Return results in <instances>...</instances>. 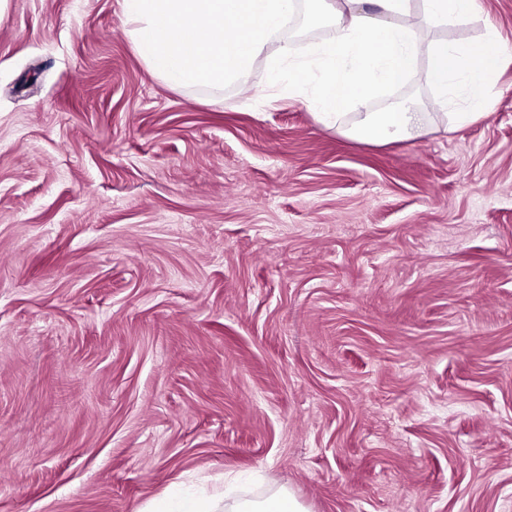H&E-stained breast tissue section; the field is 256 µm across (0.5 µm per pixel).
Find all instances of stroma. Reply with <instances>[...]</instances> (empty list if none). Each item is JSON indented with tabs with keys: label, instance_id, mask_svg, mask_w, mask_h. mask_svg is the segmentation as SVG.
Masks as SVG:
<instances>
[{
	"label": "stroma",
	"instance_id": "1",
	"mask_svg": "<svg viewBox=\"0 0 512 512\" xmlns=\"http://www.w3.org/2000/svg\"><path fill=\"white\" fill-rule=\"evenodd\" d=\"M485 120L361 144L175 87L122 0L0 12V512L174 490L512 512V0Z\"/></svg>",
	"mask_w": 512,
	"mask_h": 512
}]
</instances>
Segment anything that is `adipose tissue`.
<instances>
[{"mask_svg":"<svg viewBox=\"0 0 512 512\" xmlns=\"http://www.w3.org/2000/svg\"><path fill=\"white\" fill-rule=\"evenodd\" d=\"M135 51L174 86L220 87L245 80L266 56L265 97L311 91L314 117L359 143L387 145L431 133L435 115L406 100L369 111L384 90L416 72L447 108L452 128L490 113L491 80L503 64L494 34L477 43L430 38V31L481 12V0H311L332 28L330 38L297 54L283 44L266 55L299 10V0H123ZM306 512L286 488L256 497H203L172 508L157 498L150 512Z\"/></svg>","mask_w":512,"mask_h":512,"instance_id":"1","label":"adipose tissue"}]
</instances>
